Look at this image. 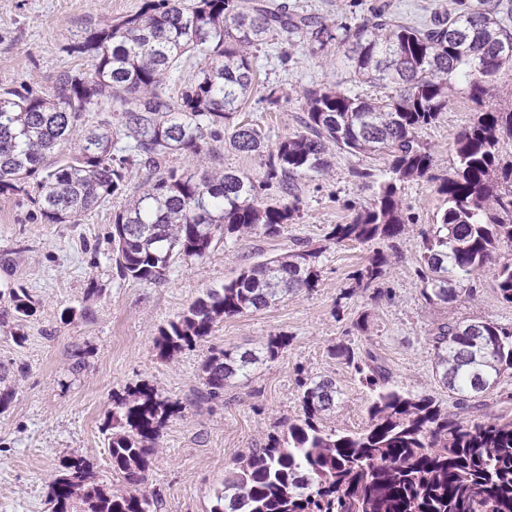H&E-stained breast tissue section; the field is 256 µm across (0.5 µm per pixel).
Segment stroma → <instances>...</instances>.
<instances>
[{
  "instance_id": "stroma-1",
  "label": "stroma",
  "mask_w": 512,
  "mask_h": 512,
  "mask_svg": "<svg viewBox=\"0 0 512 512\" xmlns=\"http://www.w3.org/2000/svg\"><path fill=\"white\" fill-rule=\"evenodd\" d=\"M295 10L327 23L351 26L361 14L381 8L421 26L448 13L457 0H287ZM142 0H0V89L45 96L57 76L85 71L89 59L73 52L76 37L103 23L135 13ZM343 47L310 56L298 41L273 38L256 53L259 81L238 120L257 124L269 141L301 131L305 89L340 86L364 96L377 88L351 85ZM277 91L279 105L267 100ZM512 108V70H503L482 104L454 96L435 122L419 133L433 156L434 179L405 183L401 206L409 217L404 233L389 241L326 242L333 225L350 222L368 207L377 178L388 170L384 155L331 150L328 174L298 183V215L277 237L249 234L221 244L204 259L173 263L166 280L149 284L120 279L108 242L113 199L78 224H47L25 196H0V310L4 292L22 287L37 303L24 321L0 319V393L11 394L0 411V512H51L47 486L64 460L80 456L97 479L119 488L109 465L110 418L115 399L147 386L178 402L181 413L163 428L144 484L158 512H210L225 472L269 437L280 436L300 414L301 378L329 376L341 401L323 424L341 432L368 425L370 391L355 371L330 356L332 346L350 344L373 352L388 368L393 385L430 394L450 411L454 398L436 379L429 342L437 326L452 321L491 320L512 324V304L499 297L493 266L472 279L473 296L428 304L417 275L423 237L444 207L437 179L457 165L455 140L478 110ZM368 169L372 178H358ZM306 242L322 248L315 288L274 305L217 323L206 341L172 359L159 358L154 339L161 327L185 311L207 289L221 287L240 271ZM390 254L385 275L368 290H353L351 275L375 251ZM98 290L87 298L88 287ZM288 346L275 359L261 358L271 335ZM215 349L259 354L249 376L231 381L222 398L203 397L201 367Z\"/></svg>"
}]
</instances>
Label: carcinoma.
<instances>
[{
  "mask_svg": "<svg viewBox=\"0 0 512 512\" xmlns=\"http://www.w3.org/2000/svg\"><path fill=\"white\" fill-rule=\"evenodd\" d=\"M278 36L297 38L311 55L345 45L349 75L387 93L368 98L336 87L303 94L305 131L270 144L255 124L235 121L255 85L253 50ZM89 54L84 72L64 73L46 97L0 93V194L25 195L48 224H78L88 212L120 195L133 166L145 184L112 216V261L122 279L155 284L178 259H202L227 239L260 231L278 237L295 220L296 205L258 201L263 186L278 184L296 197V182L331 167L329 146L347 153L391 158L388 178L370 207L328 233L333 244L391 240L406 219L402 185L429 176L432 156L419 131L447 109L453 87L475 102L498 74L512 69V30L492 0H458V8L417 27L372 8L340 30L296 13L284 0H143L140 9L74 43ZM192 78L171 95L166 83L191 58ZM483 64L475 70L474 64ZM108 104L112 120L89 114ZM512 139V108L478 113L455 142L458 165L440 179L444 198L433 233L423 240L420 278L430 304L459 297L453 284L491 263L512 243V165L500 166L498 148ZM226 141L235 151L263 158V181L239 170H186L169 158L209 154ZM74 150L64 152V145ZM321 250L300 242L292 251L253 264L219 289H210L167 326L155 346L170 359L210 336L214 325L264 309L315 287ZM390 264L378 251L356 271L368 288ZM500 297L512 304V261L495 269ZM12 316H34L37 302L23 288L9 291ZM435 374L455 395L444 412L429 394L390 384L388 371L348 344L331 356L361 375L371 390L369 425L340 432L321 423L336 407L335 380L301 383L302 415L281 437L253 448L224 474L211 512H512V419L475 421L477 399L501 393L512 371V326L494 321L443 324L431 337ZM258 357L218 350L202 366L207 395L247 376ZM179 404L152 389L127 391L112 412L109 446L119 481L145 482L166 421ZM52 512H158L155 496L112 491L99 484L81 457L67 459L48 485Z\"/></svg>",
  "mask_w": 512,
  "mask_h": 512,
  "instance_id": "cac0c4a2",
  "label": "carcinoma"
}]
</instances>
